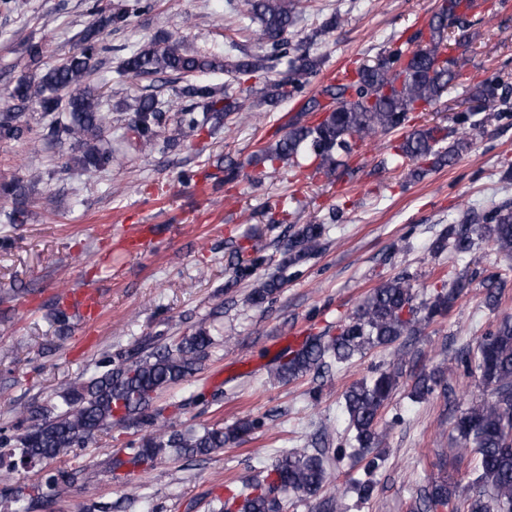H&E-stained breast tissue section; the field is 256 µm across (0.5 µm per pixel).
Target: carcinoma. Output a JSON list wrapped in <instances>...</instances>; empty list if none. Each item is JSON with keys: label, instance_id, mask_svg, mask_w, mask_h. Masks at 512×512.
I'll use <instances>...</instances> for the list:
<instances>
[{"label": "carcinoma", "instance_id": "cac0c4a2", "mask_svg": "<svg viewBox=\"0 0 512 512\" xmlns=\"http://www.w3.org/2000/svg\"><path fill=\"white\" fill-rule=\"evenodd\" d=\"M461 0H442L429 20L427 33H416L399 42L372 65L343 72L338 79L324 80L323 57L295 47L290 27L295 15L305 8L303 0H244L253 23L259 25L260 52L242 49L231 40L224 57L206 52L188 53L170 37L129 50L118 66L119 75L136 81L167 77L181 82L177 97L189 104L178 109L177 126L188 138L210 121L220 122L232 114L245 123L255 108L265 104L277 107L288 98L306 99V111L320 112L322 118L308 123L300 118L288 123L283 134L259 147L263 161L288 163L291 177L299 174L300 159L312 157L317 170L328 176L344 165L355 147L379 134L402 129L410 112L421 105L436 103L448 89L465 77L463 65L446 56L448 23L462 21L465 12ZM154 0H124L109 11L94 12V19L79 35V45L66 58L43 65V47L32 41L25 45L30 75L20 77L9 93L14 108L30 103L51 117L46 133L29 136L30 129L16 122L11 109L0 112V139L26 140L34 147L49 140L70 141L81 149L79 164L95 171L121 165L123 156L104 142V133L112 126L111 113L103 111L104 95L91 76L99 56L108 51L103 34L129 25L130 19L150 12ZM287 69L271 79L268 73L279 61ZM221 71L241 79H264L260 99L237 95L229 88L219 90L195 80L198 73ZM502 87L495 75L475 87L480 101H496ZM69 114L64 122L53 116L59 108ZM134 119L128 125L135 147L154 146L163 109L153 95L136 100ZM473 112H460L455 121L461 133L445 143L442 127L431 126L408 132L395 149L397 165L407 162L415 175L448 165L470 145L469 130L479 125ZM325 227L306 224L288 240V264H296L323 248ZM488 241L496 251L512 255V201H504L487 214H463L459 223L450 224L431 244V252L445 251L462 257L475 240ZM463 277L450 288H441L423 305H414L410 277L399 274L372 288L355 312L333 336H310L301 347L276 359L271 375L279 382L295 381L315 371L329 370L376 347L394 344L403 336H417L438 317L454 306ZM282 288L277 276L254 281L249 301L260 306ZM501 287L496 276L485 279V303L499 305ZM216 344L210 331L200 325L189 332L161 343L148 336L132 351H117L103 363L102 369L86 380L70 384L41 403L16 408V432L0 429V499L8 512H45L75 484L96 477L89 468L60 469L44 481L28 482L11 476L30 472L49 460L68 455L74 448H86L95 438L114 427L135 425L147 431L127 458L112 457L109 472L154 470L165 458L204 457L221 450L247 435L255 421H245L232 429L221 426L176 430L153 408L158 395L169 387L194 377ZM464 375L478 379L491 389L492 399L473 403L456 417L454 430L462 448L478 455L476 477L468 493L443 478L431 484L420 499V512H512V318L502 319L486 333L477 349L460 358ZM401 371L394 367L371 380L353 383L344 394L345 412L355 441L366 451L363 459L369 479L353 483L354 490L369 498L374 490L370 479L384 457L374 451L379 445L377 424L396 388ZM448 393L444 372L438 368L413 374L411 396L422 400L437 389ZM329 478L325 452L302 448L277 460L265 478L231 494L219 502L214 512H282L279 494L317 497Z\"/></svg>", "mask_w": 512, "mask_h": 512}]
</instances>
